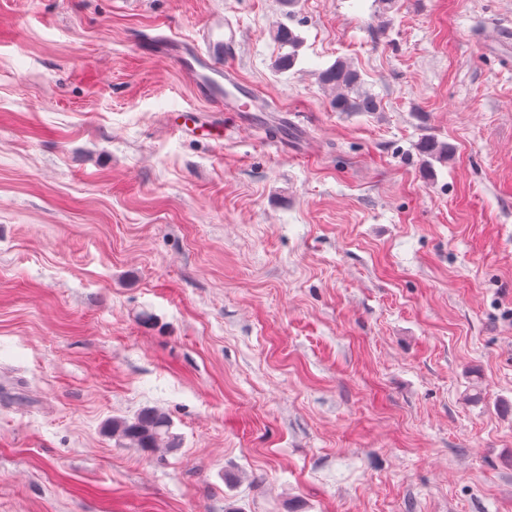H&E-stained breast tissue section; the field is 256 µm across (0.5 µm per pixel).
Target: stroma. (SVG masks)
Here are the masks:
<instances>
[{
    "mask_svg": "<svg viewBox=\"0 0 512 512\" xmlns=\"http://www.w3.org/2000/svg\"><path fill=\"white\" fill-rule=\"evenodd\" d=\"M213 12L277 137L172 129L204 103L140 39ZM510 27L512 0H0V512H512ZM339 58L378 111L332 110ZM145 407L177 451L105 432ZM274 39L284 51L277 60L278 70L294 68L299 58V50L303 45L301 37L290 27L279 26L274 33Z\"/></svg>",
    "mask_w": 512,
    "mask_h": 512,
    "instance_id": "1",
    "label": "stroma"
}]
</instances>
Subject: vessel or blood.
<instances>
[{
    "label": "vessel or blood",
    "instance_id": "1",
    "mask_svg": "<svg viewBox=\"0 0 512 512\" xmlns=\"http://www.w3.org/2000/svg\"><path fill=\"white\" fill-rule=\"evenodd\" d=\"M236 38V29L225 23L222 14L215 13L195 35L177 38L147 35L141 38L140 44L148 52L166 55L190 78L198 94L214 111H223L228 106L242 113L248 106L249 93L224 64Z\"/></svg>",
    "mask_w": 512,
    "mask_h": 512
}]
</instances>
